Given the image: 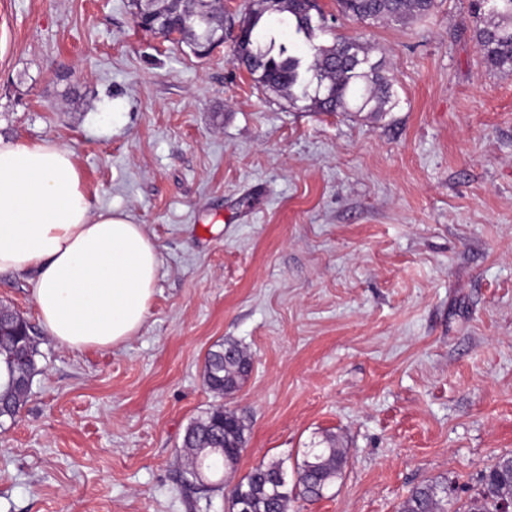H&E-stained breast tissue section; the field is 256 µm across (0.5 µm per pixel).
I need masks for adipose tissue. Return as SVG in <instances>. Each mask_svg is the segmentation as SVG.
<instances>
[{
	"instance_id": "1",
	"label": "adipose tissue",
	"mask_w": 512,
	"mask_h": 512,
	"mask_svg": "<svg viewBox=\"0 0 512 512\" xmlns=\"http://www.w3.org/2000/svg\"><path fill=\"white\" fill-rule=\"evenodd\" d=\"M158 266L143 225L92 208L71 149L0 140V272L35 274L51 336L72 350L125 343L146 320Z\"/></svg>"
}]
</instances>
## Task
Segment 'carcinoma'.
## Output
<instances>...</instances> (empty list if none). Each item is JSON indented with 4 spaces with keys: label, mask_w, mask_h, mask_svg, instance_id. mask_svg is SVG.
<instances>
[{
    "label": "carcinoma",
    "mask_w": 512,
    "mask_h": 512,
    "mask_svg": "<svg viewBox=\"0 0 512 512\" xmlns=\"http://www.w3.org/2000/svg\"><path fill=\"white\" fill-rule=\"evenodd\" d=\"M339 15L356 22L391 21L407 24L429 15L435 0H336ZM474 14L482 20L476 40L484 63L491 69L512 71V0H473ZM220 10L217 0H196L194 12L186 14L178 5L166 7L169 29L195 31L204 45L219 38L221 26L214 23ZM277 15L288 33L304 39L307 57L292 55L287 44H276L259 24L264 15ZM242 23L252 30L246 59L257 85L294 105L310 99L321 112H384L392 101V84L383 73V63L374 61L367 48L353 39L333 35L326 46L317 40L332 26L321 20L310 0H266L249 11ZM39 351L26 333L24 318L7 305L0 307V366L6 380L0 385V425L14 420L30 393L27 381L38 371ZM251 370L250 357L232 341L207 353L204 378L208 388L224 397L237 392ZM246 425L238 414L216 406L187 427L182 447L186 449L188 474L220 465L233 469L246 446ZM324 447L310 448L298 467L299 494L317 499L335 483L346 463L345 450L336 436L323 440ZM294 490L288 489L282 464L261 463L231 490L229 512H239L237 498H244L247 512H288ZM512 501V453L494 458L480 477L479 489L462 505L463 512H502ZM448 485L429 481L413 488L398 512H446Z\"/></svg>",
    "instance_id": "carcinoma-1"
}]
</instances>
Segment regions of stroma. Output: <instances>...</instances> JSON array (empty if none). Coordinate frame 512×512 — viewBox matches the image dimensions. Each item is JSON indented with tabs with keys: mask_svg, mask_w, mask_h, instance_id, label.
I'll return each mask as SVG.
<instances>
[{
	"mask_svg": "<svg viewBox=\"0 0 512 512\" xmlns=\"http://www.w3.org/2000/svg\"><path fill=\"white\" fill-rule=\"evenodd\" d=\"M409 24L338 20L393 83L391 111L322 112L259 88L225 37L207 57L139 29L129 0H0V139L72 148L93 207L159 252L124 345L74 351L40 325L31 274L0 303L41 371L0 427V512H228L333 432L341 479L288 512H398L426 481L458 512L512 452V72L487 69L470 0ZM237 342L233 395L204 380ZM248 427L234 472L185 481L216 405ZM207 353L204 378L208 388L224 397L237 392L251 370L250 357L232 341H225Z\"/></svg>",
	"mask_w": 512,
	"mask_h": 512,
	"instance_id": "1",
	"label": "stroma"
}]
</instances>
